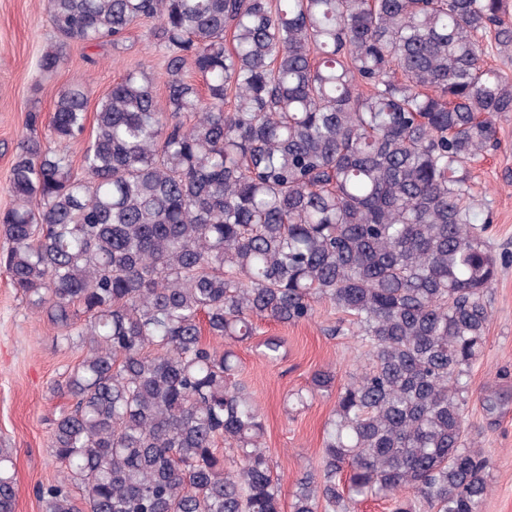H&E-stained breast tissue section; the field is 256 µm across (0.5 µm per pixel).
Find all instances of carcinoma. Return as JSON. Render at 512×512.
Masks as SVG:
<instances>
[{
  "label": "carcinoma",
  "mask_w": 512,
  "mask_h": 512,
  "mask_svg": "<svg viewBox=\"0 0 512 512\" xmlns=\"http://www.w3.org/2000/svg\"><path fill=\"white\" fill-rule=\"evenodd\" d=\"M55 42L119 46L147 23L165 97L142 67L99 99L37 112L0 211V267L60 340L83 347L56 393L63 465L43 512H281L231 344L328 301L370 362L336 399L320 466L291 512H480L488 459L468 443L469 370L498 262L470 166L512 113L509 0H47ZM224 346L206 343L202 326ZM315 372L305 405L331 390ZM81 490L80 497L73 489ZM0 446V512H16Z\"/></svg>",
  "instance_id": "1"
}]
</instances>
